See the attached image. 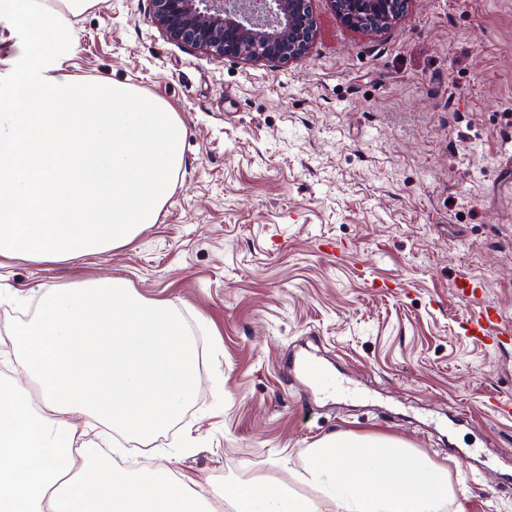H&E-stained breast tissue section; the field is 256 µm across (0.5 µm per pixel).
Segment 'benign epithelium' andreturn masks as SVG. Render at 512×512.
Instances as JSON below:
<instances>
[{"label": "benign epithelium", "mask_w": 512, "mask_h": 512, "mask_svg": "<svg viewBox=\"0 0 512 512\" xmlns=\"http://www.w3.org/2000/svg\"><path fill=\"white\" fill-rule=\"evenodd\" d=\"M279 23L267 30L260 22L270 6L257 0H151V22L170 40L208 54L289 62L300 58L314 34L307 0H272ZM341 22L366 33L381 31L362 10L332 0Z\"/></svg>", "instance_id": "benign-epithelium-1"}]
</instances>
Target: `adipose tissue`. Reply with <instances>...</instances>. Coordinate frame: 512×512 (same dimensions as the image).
Returning a JSON list of instances; mask_svg holds the SVG:
<instances>
[{
  "label": "adipose tissue",
  "instance_id": "1",
  "mask_svg": "<svg viewBox=\"0 0 512 512\" xmlns=\"http://www.w3.org/2000/svg\"><path fill=\"white\" fill-rule=\"evenodd\" d=\"M13 378L0 383V512H317L284 485L226 490L164 464L134 472L103 449L98 425L151 444L199 385L191 333L126 281L45 293L37 316L0 335ZM296 480L335 512H449L448 469L390 434L338 433L304 452Z\"/></svg>",
  "mask_w": 512,
  "mask_h": 512
}]
</instances>
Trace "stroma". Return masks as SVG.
<instances>
[{
	"label": "stroma",
	"instance_id": "1",
	"mask_svg": "<svg viewBox=\"0 0 512 512\" xmlns=\"http://www.w3.org/2000/svg\"><path fill=\"white\" fill-rule=\"evenodd\" d=\"M308 5L314 37L286 64L184 47L151 23L150 0L66 14L53 69L168 103L184 161L130 244L60 263L1 255L0 332L51 288L123 279L190 324L200 371L147 465L229 486L264 477L330 512L293 479L305 450L388 433L447 465L463 512H512V417L488 408L512 399V348L463 335L451 291L480 279L512 327V197L493 188L512 131V0H410L373 35L331 0ZM309 348L364 399L305 400L288 357Z\"/></svg>",
	"mask_w": 512,
	"mask_h": 512
}]
</instances>
